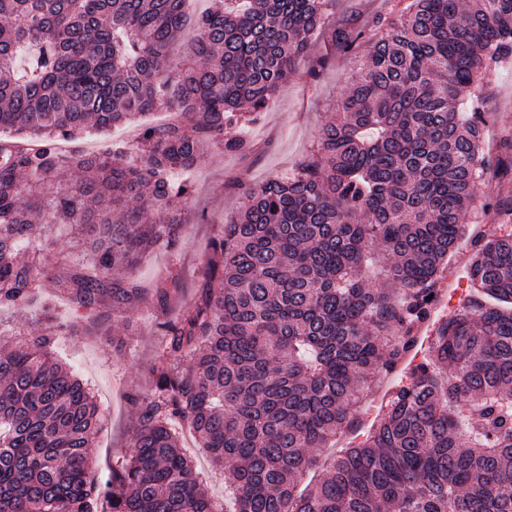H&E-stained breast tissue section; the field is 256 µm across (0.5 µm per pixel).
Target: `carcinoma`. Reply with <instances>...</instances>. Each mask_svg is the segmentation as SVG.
Returning <instances> with one entry per match:
<instances>
[{
  "label": "carcinoma",
  "instance_id": "cac0c4a2",
  "mask_svg": "<svg viewBox=\"0 0 512 512\" xmlns=\"http://www.w3.org/2000/svg\"><path fill=\"white\" fill-rule=\"evenodd\" d=\"M335 0H0V309L40 333L0 345V512H222L182 444L224 470L234 512H512V233L475 244L471 292L384 417L297 491L377 372L431 316L462 216L490 173L487 73L512 55V0H411L377 22L339 116L290 176L245 190L211 241L191 311L165 323L153 393L130 395L133 453L102 481L98 406L55 356L70 328L133 330L142 261L176 246L184 175L308 61ZM197 30L184 60L167 51ZM353 30L332 42L350 49ZM152 112L170 121L147 123ZM140 123L138 151L60 141ZM81 260L57 257L54 227ZM174 295L153 289L166 315ZM189 364L179 367L183 358Z\"/></svg>",
  "mask_w": 512,
  "mask_h": 512
}]
</instances>
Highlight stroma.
I'll return each mask as SVG.
<instances>
[{
	"instance_id": "35a3bbf8",
	"label": "stroma",
	"mask_w": 512,
	"mask_h": 512,
	"mask_svg": "<svg viewBox=\"0 0 512 512\" xmlns=\"http://www.w3.org/2000/svg\"><path fill=\"white\" fill-rule=\"evenodd\" d=\"M401 9V0H338L335 13L327 19L311 53L312 58L326 60L319 74L313 77L301 68L289 76L267 112L257 122L245 125L248 153L214 151L190 173L195 195L175 250L155 255L138 269L139 276L146 281L156 279L173 266L181 270L183 292L174 304L175 314L190 311L205 277L208 243L225 224L237 218L243 207L245 187L287 177L299 161L310 156L320 128L335 114L338 102L355 80L368 45L363 42L349 53L326 56L325 49L336 24L354 18L368 29L375 17H393ZM490 80L492 99L485 114L482 148L490 162H501L502 167L497 176L478 185L476 199L463 216L473 239L512 232V57L498 64ZM471 254L469 246H462L444 268L439 282L447 289V300L419 330L418 352H427L439 323L453 315L468 295L466 266ZM135 319V329L125 336L120 347L108 336L62 334L55 338L57 355L95 396L101 424L90 443L94 459L105 466L132 453L136 410L126 396L149 393L144 370L165 340L162 321L156 318L152 305H143ZM411 365V360L406 359L395 372L378 374L363 410L360 430L338 434L337 447L358 443L363 431L382 417Z\"/></svg>"
}]
</instances>
